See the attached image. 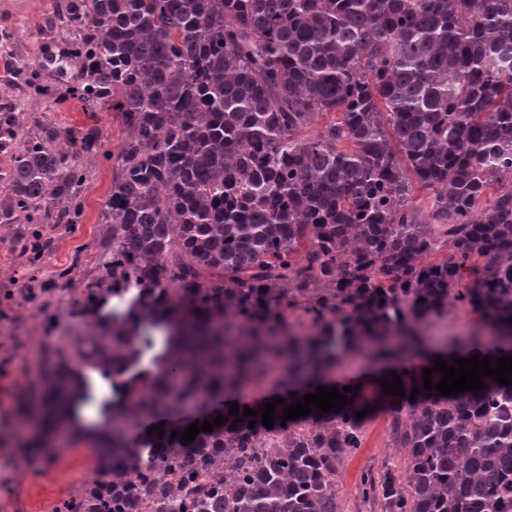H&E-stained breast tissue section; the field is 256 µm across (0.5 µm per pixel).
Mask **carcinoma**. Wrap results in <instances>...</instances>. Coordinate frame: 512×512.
Instances as JSON below:
<instances>
[{
	"label": "carcinoma",
	"instance_id": "obj_1",
	"mask_svg": "<svg viewBox=\"0 0 512 512\" xmlns=\"http://www.w3.org/2000/svg\"><path fill=\"white\" fill-rule=\"evenodd\" d=\"M59 19L80 69L71 95L123 128L109 259L77 302L95 314L132 288L154 296L117 336L47 362L40 389L62 407L88 401L92 372L117 395L103 480L53 512H342L336 464L362 447L356 412L372 405L405 468L364 473L365 501L512 512V386L492 377L442 396L402 373L403 397L378 382L338 413L280 423L336 347L420 349L421 326L450 308L512 345V0H62ZM36 126L24 136L0 107V228L16 225L24 253L25 225L79 223L83 166L102 148L96 127L69 149L53 121ZM149 313L169 335L120 380ZM279 359L297 395L271 428L233 423L230 403ZM205 385L199 421L227 420L171 438ZM142 418L164 432L128 438Z\"/></svg>",
	"mask_w": 512,
	"mask_h": 512
}]
</instances>
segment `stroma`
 Masks as SVG:
<instances>
[{"label":"stroma","mask_w":512,"mask_h":512,"mask_svg":"<svg viewBox=\"0 0 512 512\" xmlns=\"http://www.w3.org/2000/svg\"><path fill=\"white\" fill-rule=\"evenodd\" d=\"M60 0H0V93L14 102L15 111L25 113L24 129L33 133L36 120L54 119L59 127L61 145L76 141L83 130L94 126L101 132L105 155L88 163L85 169L84 215L78 224H32L28 243L48 245L37 279H30L20 249L0 243V512H24L29 486L47 474L34 465L25 474L15 467L18 458L36 461L43 449L61 451L51 433H38L32 417L44 402L35 388L46 368L45 352H32L35 336L54 340L60 336L80 335L81 329L66 315V297L60 290L57 274L71 269L74 282L84 287L94 282L98 268L108 254L106 227L100 222L101 210L112 185L110 154L117 152L120 140L118 113L109 108L83 111L74 99L64 101L40 97L23 89L13 74L15 59H24L39 79L58 90H65L77 76L76 70L62 73L51 61L67 46V32L56 21ZM57 312L54 327L43 322L44 309ZM426 358L409 352L389 361H377L363 352L336 351V367L327 375L330 385L347 381L372 386L393 369H409L425 364ZM91 450L75 449L73 456L55 463L52 482L69 492L79 477L90 474ZM400 449L388 445V425L381 411H373L366 425L361 448L345 458L338 473V494L344 512H373L358 493L362 472L389 462L402 463Z\"/></svg>","instance_id":"obj_1"}]
</instances>
